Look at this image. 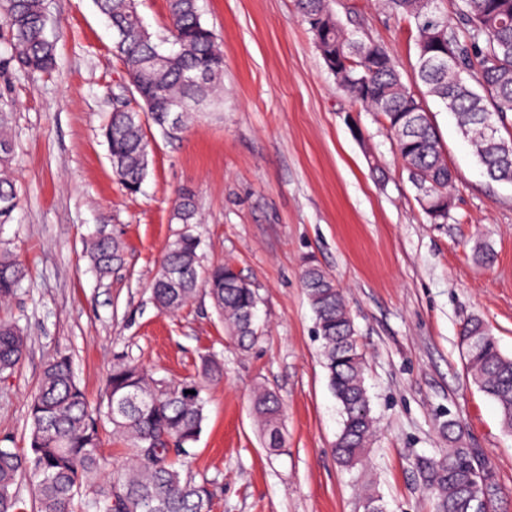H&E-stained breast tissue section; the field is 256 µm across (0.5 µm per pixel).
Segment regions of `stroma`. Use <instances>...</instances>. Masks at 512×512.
I'll list each match as a JSON object with an SVG mask.
<instances>
[{
  "instance_id": "35a3bbf8",
  "label": "stroma",
  "mask_w": 512,
  "mask_h": 512,
  "mask_svg": "<svg viewBox=\"0 0 512 512\" xmlns=\"http://www.w3.org/2000/svg\"><path fill=\"white\" fill-rule=\"evenodd\" d=\"M224 50L216 105L182 133L151 127V165L137 193L112 170L101 129L125 95L113 31L93 0H46L57 65L36 78L0 70L15 142L21 205L0 224V249L30 275L0 318L28 347L0 377V437L26 445L28 404L47 357L68 352L91 405L122 352L179 384L209 356L224 380L208 386L192 471L211 480L212 512H364L368 491L389 512H430L414 462L447 447L454 418L480 450L512 512V434L497 405L467 378L459 334L478 316L512 356V184L491 181L443 105L428 100L455 173L447 223H430L384 121L342 91L296 0H199ZM342 23L385 47L414 86L415 29L381 0H332ZM191 187L201 263L234 264L260 299L258 342L240 350L205 292L160 312L151 282L178 188ZM102 234L123 262L99 276L87 253ZM493 251L473 258L476 242ZM317 260L335 278L366 361L377 432L362 468L342 467L333 443L340 408L314 335L301 273ZM283 403L282 444L271 451L252 413L257 389Z\"/></svg>"
}]
</instances>
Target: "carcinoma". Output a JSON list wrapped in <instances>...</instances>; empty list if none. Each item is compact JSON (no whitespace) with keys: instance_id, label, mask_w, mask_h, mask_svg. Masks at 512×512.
<instances>
[{"instance_id":"cac0c4a2","label":"carcinoma","mask_w":512,"mask_h":512,"mask_svg":"<svg viewBox=\"0 0 512 512\" xmlns=\"http://www.w3.org/2000/svg\"><path fill=\"white\" fill-rule=\"evenodd\" d=\"M460 23L448 19L442 0H384L393 15L414 25L415 78L426 94L439 99L456 118L479 164L493 181L512 183V0H460ZM96 7L119 32L115 55L135 83L136 104L125 103L104 127L113 171L129 192H137L147 174L151 147L144 120L166 127L174 102L186 125L195 110L215 102L223 83L224 54L213 31L202 21L198 0H168L169 37L160 39L144 25L135 0H95ZM314 43L336 84L364 111L382 117L395 137L397 153L418 201L434 224L448 223V194L454 173L429 118L425 100L402 81L382 46L348 31L330 11L327 0H296ZM0 24L7 29V56L0 67L18 66L34 77L56 66L55 37L48 28L44 0H0ZM448 54L446 69L430 59ZM481 66L479 88L468 81L473 60ZM204 75L196 84L185 75ZM14 140L8 115L0 113V224H7L21 197L11 175ZM171 221L198 223L194 190L179 191ZM200 243L188 233L164 247L152 285L162 312L185 306L198 289L207 290L225 328L242 349L258 338V296L231 263L203 268ZM95 270L112 272L122 260L118 240L103 235L88 246ZM29 276L25 264L0 250V300L13 298ZM302 284L315 317L329 386L340 405L342 425L334 442L338 462L362 464L375 432L366 388V366L354 321L332 276L314 261L305 263ZM468 374L479 391L494 400L504 431L512 433V357L501 353L486 323L476 317L460 331ZM27 349L18 324L0 321V376L11 375ZM202 377L224 378V366L206 358ZM206 401L202 385H171L155 378L124 354L115 356L106 382L104 407L90 406L76 379L72 359L57 352L43 366L29 406L28 448L0 446V512H24L17 483L28 477L35 486V512H211V482L188 471L200 440ZM253 410L278 447L282 406L271 392H260ZM126 445L124 462L104 475L100 455L105 425ZM452 446L434 457H420L416 473L432 497L433 512H497L499 488L476 448L456 445L460 424L443 423Z\"/></svg>"}]
</instances>
